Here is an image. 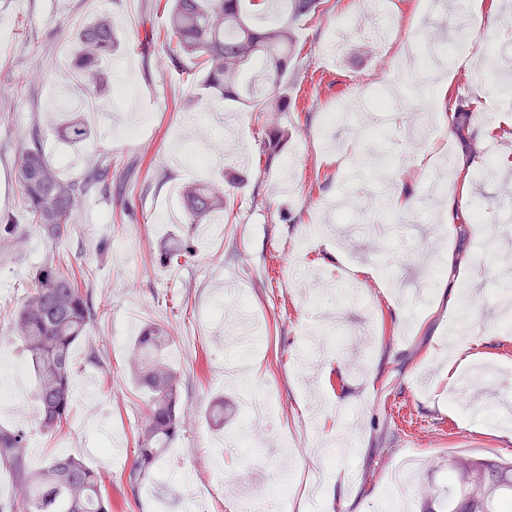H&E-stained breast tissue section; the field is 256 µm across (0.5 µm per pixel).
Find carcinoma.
Returning a JSON list of instances; mask_svg holds the SVG:
<instances>
[{"instance_id": "obj_1", "label": "carcinoma", "mask_w": 512, "mask_h": 512, "mask_svg": "<svg viewBox=\"0 0 512 512\" xmlns=\"http://www.w3.org/2000/svg\"><path fill=\"white\" fill-rule=\"evenodd\" d=\"M279 18L255 20L257 0H154L166 16L163 46L173 67L226 101H256L262 112H283L288 100L281 89L296 51V21L334 8L330 0H281ZM120 46L106 16L89 19L73 36V77L103 90L109 81L104 69ZM63 137L79 144L89 127L68 122ZM288 132L268 129L264 152L277 156ZM112 176V157L103 155L82 183L62 179L40 146L27 148L14 169L28 223L58 237L78 200L93 186ZM182 197L190 223L212 224L224 215L225 195L206 183L184 186ZM193 253L189 240L176 235L159 245L154 259L171 266ZM88 274L62 262L40 266L32 285L14 312L13 330L22 342L37 381L35 400L47 431H60L70 415L73 381L71 352L86 337L93 307L84 285ZM173 337L167 329L148 326L134 342L130 374L148 395V411L135 438L136 455L127 482L138 486L153 474L165 449L179 436V373L170 358ZM27 446L21 430L0 428V463L12 467L20 486L18 498L1 502L0 512H112L106 482L78 459L58 454L40 472L28 475L21 466ZM424 512H512V463L472 456L448 457V486L433 494Z\"/></svg>"}]
</instances>
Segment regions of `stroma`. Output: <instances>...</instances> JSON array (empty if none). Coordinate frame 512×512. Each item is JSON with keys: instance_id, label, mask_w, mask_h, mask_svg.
<instances>
[{"instance_id": "stroma-1", "label": "stroma", "mask_w": 512, "mask_h": 512, "mask_svg": "<svg viewBox=\"0 0 512 512\" xmlns=\"http://www.w3.org/2000/svg\"><path fill=\"white\" fill-rule=\"evenodd\" d=\"M336 0L334 12L295 23L299 51L282 89L291 107L268 115L204 95L173 68L161 42L163 15L151 0H0V214L16 230L0 239V427L21 429L26 471L66 452L111 476L112 512H241L268 506L267 489L290 494V512H390L391 469L416 461L408 490L416 505L448 481V455L512 460V420L487 419L492 395L512 399V56L497 63L494 90L480 93L474 68L458 71L443 103L404 105L395 60L409 30L444 47L466 30L474 59L512 46V0ZM106 15L122 41L103 96L68 80L70 36ZM356 29L340 37L346 18ZM479 112L466 136L452 131L456 100ZM355 112L330 127L328 113ZM92 130L80 145L59 131L73 118ZM288 130L275 160L262 149L270 122ZM39 141L59 176L83 181L103 154L107 188L84 196L62 237L26 220L14 168ZM466 151L469 195L451 182ZM431 153V172L398 211L394 173ZM242 183L230 186L227 175ZM191 181L224 187L220 224L192 231L181 196ZM459 220L438 219L444 199ZM192 236L181 265L156 263L167 236ZM494 266L476 260L478 244ZM468 275L458 297L442 296L449 254ZM85 267L95 315L72 350L71 416L43 431L35 379L11 315L39 266ZM374 267L377 278L357 269ZM150 324L173 336L183 429L150 481L130 487L134 437L148 399L131 380L133 342ZM468 362L456 374L457 352ZM248 355L246 374L226 364ZM279 412L240 445L249 397ZM224 403V424L208 416Z\"/></svg>"}]
</instances>
